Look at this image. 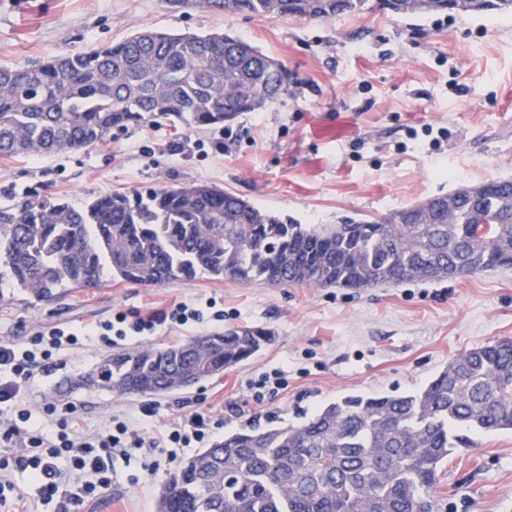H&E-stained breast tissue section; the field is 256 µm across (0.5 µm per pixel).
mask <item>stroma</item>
Wrapping results in <instances>:
<instances>
[{
	"label": "stroma",
	"mask_w": 512,
	"mask_h": 512,
	"mask_svg": "<svg viewBox=\"0 0 512 512\" xmlns=\"http://www.w3.org/2000/svg\"><path fill=\"white\" fill-rule=\"evenodd\" d=\"M149 26L171 33L228 32L280 60L287 94L260 112L215 130L174 132L165 123L113 131L105 143L50 157L0 156V209L21 200L62 198L82 205L112 192L204 182L303 224L377 219L462 184L512 177V15L436 13L420 17L377 9L324 22L232 17L164 0H0V67L24 69L63 53L125 39ZM203 150L172 154L188 140ZM214 304L223 320L168 323L115 348L135 351L188 342L229 328H265L272 342L253 360L167 395L116 396L80 385L111 348L94 342L54 352L22 393L34 418L74 405L90 431L131 419L163 437L181 413L211 422L212 441L253 423L299 422L351 393L400 394L426 383L451 359L512 337V269L459 280L405 282L350 290L270 287L201 276L161 286L114 282L39 299L0 290V341L20 344L36 328L76 326L172 308ZM279 368L286 389L262 403L249 384ZM155 411L141 414V404ZM196 448L156 449L155 471L140 450L116 459L112 488L81 512H157L160 494ZM14 498L0 512H57L27 472L12 470ZM439 512H512V432L478 434L449 456L437 489Z\"/></svg>",
	"instance_id": "stroma-1"
}]
</instances>
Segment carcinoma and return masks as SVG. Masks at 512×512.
I'll return each mask as SVG.
<instances>
[{
	"label": "carcinoma",
	"instance_id": "1",
	"mask_svg": "<svg viewBox=\"0 0 512 512\" xmlns=\"http://www.w3.org/2000/svg\"><path fill=\"white\" fill-rule=\"evenodd\" d=\"M398 15H512V0H376ZM228 16L314 22L368 0H196ZM290 88L286 66L229 34L149 26L124 40L0 67V154L53 156L115 128L222 127ZM512 267V177L450 192L377 220L300 224L208 183L112 192L76 207L21 200L0 211V285L37 298L58 288L141 286L207 276L242 284L376 288ZM262 328L116 351L92 382L118 395L188 389L257 356ZM512 430V338L473 347L418 389L349 393L297 424L240 429L188 460L158 512H436L448 452L464 433Z\"/></svg>",
	"mask_w": 512,
	"mask_h": 512
}]
</instances>
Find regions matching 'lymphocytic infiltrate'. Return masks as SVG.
Here are the masks:
<instances>
[{
    "instance_id": "lymphocytic-infiltrate-1",
    "label": "lymphocytic infiltrate",
    "mask_w": 512,
    "mask_h": 512,
    "mask_svg": "<svg viewBox=\"0 0 512 512\" xmlns=\"http://www.w3.org/2000/svg\"><path fill=\"white\" fill-rule=\"evenodd\" d=\"M203 319L202 309L181 302L171 310H155L132 321L118 313L111 321L99 325L42 327L21 345L0 342V403L11 401L16 406L15 416L0 432V438L16 440L25 447L38 449V456L17 457L15 465L19 469L30 470L32 481L44 497L58 498L59 512H78L85 500L108 490L112 484L110 473L115 459L128 456L130 449L142 450L144 467L151 470L155 467L151 460L152 452L159 444L185 448L191 443L204 441L210 435L209 423L200 414L178 416L162 441L143 436L124 422L89 433L80 429L76 408L65 406L58 411V429L52 432L24 408L22 390L39 371L47 369L53 351L62 347L93 340L109 346L114 340L133 334H153L158 326L168 322L185 325L199 323ZM65 456L69 457L75 470L94 474V481L63 485L58 461Z\"/></svg>"
}]
</instances>
